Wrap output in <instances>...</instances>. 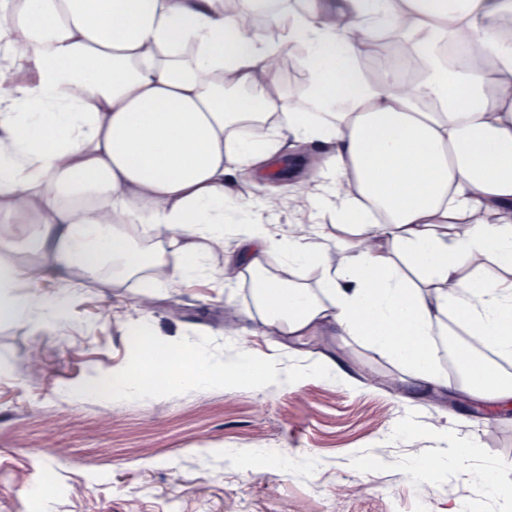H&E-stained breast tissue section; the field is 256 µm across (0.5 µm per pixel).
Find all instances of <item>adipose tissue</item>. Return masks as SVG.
I'll return each instance as SVG.
<instances>
[{
    "instance_id": "1",
    "label": "adipose tissue",
    "mask_w": 512,
    "mask_h": 512,
    "mask_svg": "<svg viewBox=\"0 0 512 512\" xmlns=\"http://www.w3.org/2000/svg\"><path fill=\"white\" fill-rule=\"evenodd\" d=\"M510 17L512 0H0V210L36 224L46 266L149 270L155 288L206 271L232 234L227 272L252 280L264 324L335 323L447 389L450 328L512 358ZM379 28L419 36L412 82L363 65ZM451 43L460 65L436 58ZM291 48L306 82L288 100L276 72ZM312 143L313 186L245 202L240 172L261 188ZM16 286L1 265V321L67 316V296ZM456 355L460 391L512 403V375ZM444 453L448 475L498 489L505 464L471 467L476 448L454 436Z\"/></svg>"
}]
</instances>
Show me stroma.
<instances>
[{
    "mask_svg": "<svg viewBox=\"0 0 512 512\" xmlns=\"http://www.w3.org/2000/svg\"><path fill=\"white\" fill-rule=\"evenodd\" d=\"M23 225L0 262L32 298L66 289L65 320L0 322V512H512V471L497 495L469 477L412 483L410 462L433 465L446 435L481 458L512 463V405L462 392L435 394L357 336L329 327L293 338L251 312L250 285L224 277L239 249L226 237L198 280L171 288L132 277L107 288L78 270L58 275L28 245ZM141 322L212 364L247 348L296 372L99 398L89 381L144 359L126 334Z\"/></svg>",
    "mask_w": 512,
    "mask_h": 512,
    "instance_id": "1",
    "label": "stroma"
}]
</instances>
